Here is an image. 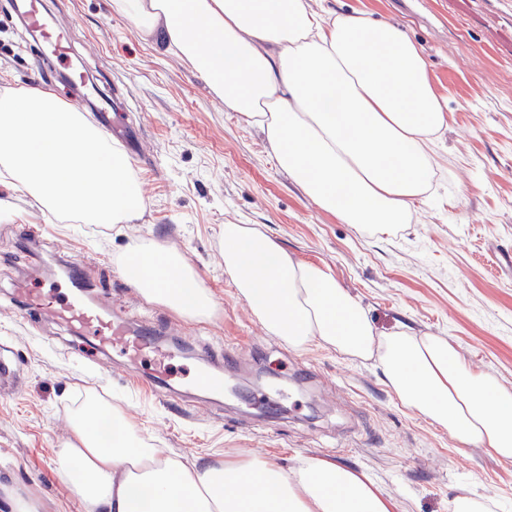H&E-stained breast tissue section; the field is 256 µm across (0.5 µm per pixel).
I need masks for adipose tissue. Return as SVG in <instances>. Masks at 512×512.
<instances>
[{
    "label": "adipose tissue",
    "instance_id": "obj_1",
    "mask_svg": "<svg viewBox=\"0 0 512 512\" xmlns=\"http://www.w3.org/2000/svg\"><path fill=\"white\" fill-rule=\"evenodd\" d=\"M141 32L176 50L263 133L278 166L345 224L406 223L437 165L446 102L421 48L398 26L308 0H112ZM145 299L208 319L217 303L182 253L143 241L117 261ZM224 271L267 332L291 349L377 358L400 400L462 443L512 460V392L459 359L444 337L378 333L328 268L295 259L247 224L224 227ZM58 472L82 512H395L365 474L324 459L285 472L260 456L191 465L143 444L120 410H75Z\"/></svg>",
    "mask_w": 512,
    "mask_h": 512
}]
</instances>
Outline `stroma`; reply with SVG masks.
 <instances>
[{
	"instance_id": "stroma-1",
	"label": "stroma",
	"mask_w": 512,
	"mask_h": 512,
	"mask_svg": "<svg viewBox=\"0 0 512 512\" xmlns=\"http://www.w3.org/2000/svg\"><path fill=\"white\" fill-rule=\"evenodd\" d=\"M371 11L422 49L431 82L448 102L431 195L409 223L386 231L341 223L279 168L264 135L225 110L176 54L113 10L111 0H52L69 27L70 65L118 86L142 159H131L145 198L129 224H80L0 177V357L16 387L0 392V479L39 487L47 512H81L57 471L87 390L104 392L142 438L187 461L259 455L285 471L309 458L368 475L395 512H451L461 496L512 512V461L463 444L402 404L377 359L324 347L296 351L270 335L224 272V227L252 224L296 258L325 266L365 307L378 332L404 326L448 338L462 362L512 391V0H327ZM32 38L0 0V96L50 85L67 100L59 68L41 69ZM35 226L36 242L15 227ZM179 249L218 310L177 316L127 287L116 261L134 242ZM83 260L101 306L132 324L178 327L171 385L183 398L136 383L144 365L112 371L74 357L78 342L15 289L35 263ZM239 364L226 381L245 393L192 387L224 349Z\"/></svg>"
}]
</instances>
